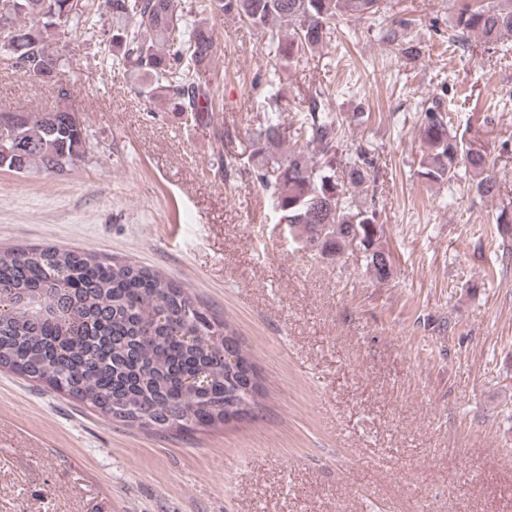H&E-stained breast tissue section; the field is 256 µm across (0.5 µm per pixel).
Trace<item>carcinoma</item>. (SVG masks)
<instances>
[{
	"mask_svg": "<svg viewBox=\"0 0 512 512\" xmlns=\"http://www.w3.org/2000/svg\"><path fill=\"white\" fill-rule=\"evenodd\" d=\"M35 0H0L11 18L7 51L24 76L43 79L60 69L52 48L56 30L96 23V14L69 15L68 0H50L53 16L34 12ZM383 0H104L111 20L107 48L137 92L170 112L196 118L210 111L209 75L217 52L201 13L237 18L264 31L277 23L275 65L299 64L330 38L336 18L367 19ZM454 41L485 46L512 38V0H450ZM406 54L402 23L387 32ZM265 112L249 135V174L289 234L317 254L334 258L354 238L364 252L385 251L376 210L359 196L369 188L371 162L357 149L342 152L346 118L319 93L307 111L286 121L280 89L270 82ZM292 147H285L287 141ZM418 175L447 184L470 172L476 192L494 196L497 177L486 151L448 130V118L429 107L420 115ZM87 135L56 106L50 112H0V170L31 166L61 174L85 157ZM0 297L31 303L0 321V366L37 380L129 426L155 431L206 428L251 415L261 384L254 364L224 321L201 308L192 293L158 271L72 249L0 250ZM236 362L224 360V344Z\"/></svg>",
	"mask_w": 512,
	"mask_h": 512,
	"instance_id": "cac0c4a2",
	"label": "carcinoma"
}]
</instances>
